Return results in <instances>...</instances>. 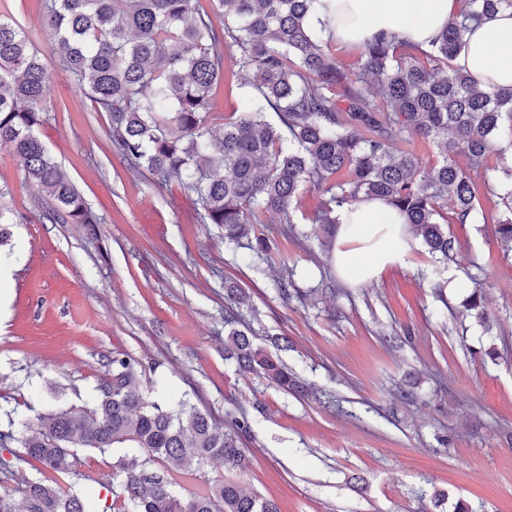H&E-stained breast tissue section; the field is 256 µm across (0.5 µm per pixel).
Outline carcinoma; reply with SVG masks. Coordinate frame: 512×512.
I'll list each match as a JSON object with an SVG mask.
<instances>
[{
    "label": "carcinoma",
    "mask_w": 512,
    "mask_h": 512,
    "mask_svg": "<svg viewBox=\"0 0 512 512\" xmlns=\"http://www.w3.org/2000/svg\"><path fill=\"white\" fill-rule=\"evenodd\" d=\"M210 2L218 24L201 0H43L47 53L10 14H0V145L17 153L47 201L42 218L103 223L36 133L55 111L57 61L104 114L106 137L123 161L158 185L177 180L198 206L199 223L217 225L252 267L268 254L266 241L249 239L252 225L275 212L295 234L290 214L309 188L322 194L313 218L321 237L336 232V208L382 198L429 253L447 260L448 225L488 220L480 188L497 187L496 234L512 252V86L482 89L451 65L469 24L512 9V0H464L461 18L427 51L394 36L367 39L352 69L336 63L329 31L309 26L324 0ZM227 54L243 110L224 118L216 140L210 116ZM271 112L280 124L268 122ZM416 138L436 144L442 162L428 167L399 148ZM458 154L466 165L455 161ZM224 299L225 359L287 392L303 391L294 371L254 343L236 310L239 289L225 285ZM111 365L92 406L51 408L35 425L0 431V472L18 480L17 490L0 494V512H93L71 482L80 475L81 448L128 449L112 463V512H279L274 501L203 469L213 460L227 471L245 468L247 416L225 429L188 401H148L136 385L135 360L118 353ZM5 451L38 463L40 477L19 473ZM187 460L201 466V493H186L179 482Z\"/></svg>",
    "instance_id": "cac0c4a2"
}]
</instances>
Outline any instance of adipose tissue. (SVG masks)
I'll return each instance as SVG.
<instances>
[{"label":"adipose tissue","mask_w":512,"mask_h":512,"mask_svg":"<svg viewBox=\"0 0 512 512\" xmlns=\"http://www.w3.org/2000/svg\"><path fill=\"white\" fill-rule=\"evenodd\" d=\"M462 0H335L334 12L311 18L313 27L330 22L338 47L361 46L375 35H398L419 49L455 18ZM479 86L512 84V11L498 13L476 27L454 59ZM336 245L332 262L347 279L363 283L403 262L412 235L404 218L379 199H365L336 210Z\"/></svg>","instance_id":"ef3b65f1"}]
</instances>
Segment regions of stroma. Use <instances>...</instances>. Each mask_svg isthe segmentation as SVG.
I'll return each mask as SVG.
<instances>
[{
    "instance_id": "stroma-1",
    "label": "stroma",
    "mask_w": 512,
    "mask_h": 512,
    "mask_svg": "<svg viewBox=\"0 0 512 512\" xmlns=\"http://www.w3.org/2000/svg\"><path fill=\"white\" fill-rule=\"evenodd\" d=\"M56 110L37 134L102 222L42 219L20 158L0 146V202L13 217L0 248V429L36 423L48 404L92 405L113 354L138 360L150 401L190 397L218 419L246 413L243 490L280 512H512V253L491 223L452 224L453 256L423 243L404 264L355 283L310 237V189L292 219L266 215L262 269L199 223L177 183L154 184L107 146L105 118L54 66ZM295 292L274 288L283 269ZM486 290V322L463 306ZM258 345L298 373L300 399L224 358V285ZM288 337L290 349L277 345ZM113 457L82 453L75 487L96 508Z\"/></svg>"
}]
</instances>
